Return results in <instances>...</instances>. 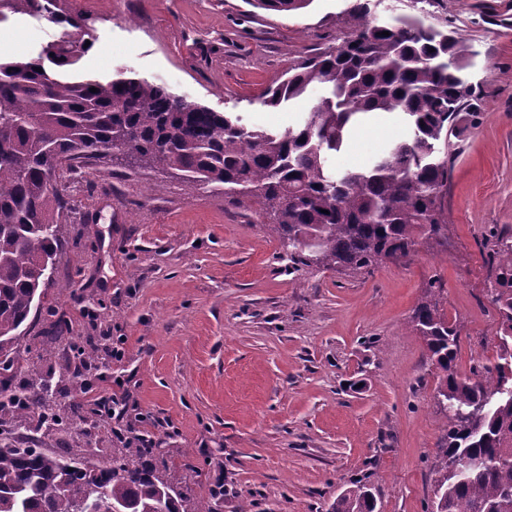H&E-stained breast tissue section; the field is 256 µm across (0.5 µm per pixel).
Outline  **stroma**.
Wrapping results in <instances>:
<instances>
[{
  "label": "stroma",
  "mask_w": 512,
  "mask_h": 512,
  "mask_svg": "<svg viewBox=\"0 0 512 512\" xmlns=\"http://www.w3.org/2000/svg\"><path fill=\"white\" fill-rule=\"evenodd\" d=\"M350 0H312L298 12L249 0H57L84 20L93 50L80 71L125 67L244 124L295 126L310 101L279 108L259 98L288 66L345 31ZM471 47L478 125L450 140L448 243L351 276L294 269L273 224L209 190L189 197L170 170L88 162L62 187L74 207L59 226L54 312L16 343L38 362L61 408L83 395L60 375L73 346L94 345L98 370L121 369L123 426L147 433L158 456L190 464V494L217 483L216 512H329L352 478L372 473L375 512H423L443 434L436 378L409 317L430 278L460 334L457 369L495 359L487 295L494 235L512 229V0H435L426 18ZM59 34L38 13L0 9V53L34 57ZM400 113L357 127L331 164H366L403 136ZM72 342L48 346L57 320ZM123 341L121 366L112 344ZM115 420H64L65 448L112 445Z\"/></svg>",
  "instance_id": "35a3bbf8"
}]
</instances>
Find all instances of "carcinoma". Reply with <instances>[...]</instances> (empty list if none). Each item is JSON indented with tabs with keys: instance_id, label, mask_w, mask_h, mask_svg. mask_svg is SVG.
<instances>
[{
	"instance_id": "1",
	"label": "carcinoma",
	"mask_w": 512,
	"mask_h": 512,
	"mask_svg": "<svg viewBox=\"0 0 512 512\" xmlns=\"http://www.w3.org/2000/svg\"><path fill=\"white\" fill-rule=\"evenodd\" d=\"M16 13L38 12L61 28L36 57H0V370L22 366L25 385H0L14 409V425L53 439L43 377L37 364L21 365L14 345L30 316L52 306L48 270L60 246L58 224L72 210L63 189L48 190L59 164L133 155L140 169L176 172L193 197L204 189L273 220L282 250L296 266L369 273L393 255L411 256L434 242L448 244L450 155L444 151L459 124L480 111L468 81L469 47L456 32L424 23L418 14L378 23L373 0H352L336 44L288 68L261 104L290 105L319 89L322 96L296 126L283 131L248 128L231 112H214L135 72L109 77H67L88 52L75 38L82 27L54 10L55 0H5ZM258 7L291 12L313 0H255ZM389 35L384 36L382 32ZM42 71L37 72L35 68ZM97 91L92 92L90 88ZM377 112L403 114L407 134L359 169L330 165L351 129ZM488 260V288L497 313L499 352L456 370L458 331L441 309L440 279L428 282L410 317L436 370L435 406L444 420L436 451L434 500L426 512H512V234L496 235ZM75 380L94 368L95 347L76 349ZM99 448H41L29 452L0 443V512H214L219 484L206 501L188 496L176 465L155 457L152 443L112 430L110 461ZM332 512H374L371 475L331 505Z\"/></svg>"
}]
</instances>
